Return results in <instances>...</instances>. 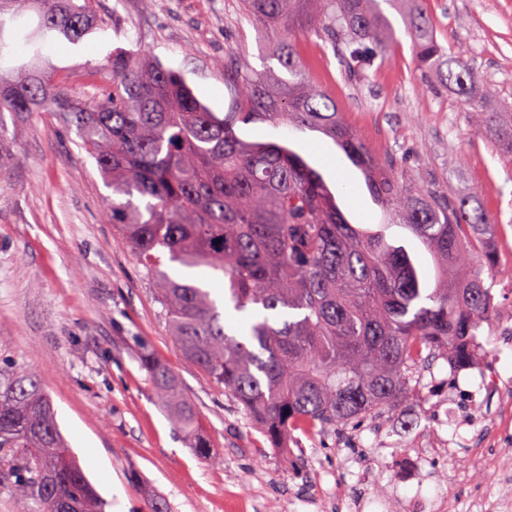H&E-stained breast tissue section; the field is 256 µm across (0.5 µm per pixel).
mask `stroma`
<instances>
[{
    "instance_id": "stroma-1",
    "label": "stroma",
    "mask_w": 512,
    "mask_h": 512,
    "mask_svg": "<svg viewBox=\"0 0 512 512\" xmlns=\"http://www.w3.org/2000/svg\"><path fill=\"white\" fill-rule=\"evenodd\" d=\"M439 42L481 71L494 103H512V0H426ZM100 27L79 45L54 53L79 100L96 95L92 73L113 50H143L178 71L211 110H230L224 55L238 50L249 68L267 65V36L237 0H95ZM396 29L402 18L391 14ZM309 79L336 100L380 157L397 156L420 178L458 198L478 196L498 228L486 248L498 272L512 268V163L490 134L472 127L448 92L429 91L403 36L382 64L345 81L323 38H296ZM7 155L0 163V373L31 369L50 395L56 419L80 467L106 500L107 512H336L337 485H354L361 466L375 469L366 512H401L414 492L378 467L385 450L428 437L424 405L399 408L414 423L369 421L354 434L294 432L287 458L246 419L223 387L192 366L168 334L144 268L102 212L109 190L76 129L51 112L0 117ZM242 137L288 144L335 186L351 184L338 203L348 221L379 224L361 172L335 143L312 130L257 122ZM151 351L178 378L199 413L213 455H199L156 405L140 363Z\"/></svg>"
}]
</instances>
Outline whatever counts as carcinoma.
Here are the masks:
<instances>
[{"label":"carcinoma","mask_w":512,"mask_h":512,"mask_svg":"<svg viewBox=\"0 0 512 512\" xmlns=\"http://www.w3.org/2000/svg\"><path fill=\"white\" fill-rule=\"evenodd\" d=\"M384 3L404 21L425 88L448 89L475 127L493 128L497 151L512 162V108L485 109L482 74L437 40L424 0H242L288 77L225 54L224 83L236 105L222 116L180 74L134 51L112 52V83L89 101L75 100L53 48L97 29L92 0H0V60L14 46L12 22L37 17L24 34L28 58L0 68V115L57 112L76 126L112 190L107 220L144 267L169 335L277 448L298 430H357L395 415L426 362L450 352L464 357V343L483 335L495 309V262L482 249L495 221L477 198L416 183L403 159L377 157L336 101L310 83L297 52L296 33L317 31L347 78L358 76L398 40ZM255 122L332 139L361 171L387 225L408 228L433 255L434 284L404 245L350 224L300 153L238 135V125ZM165 253L186 269L220 273L227 309L242 316L243 328L226 325L209 290L162 269ZM141 362L158 406L210 455L176 376L147 351ZM0 459V483L32 512H104L31 371L0 383Z\"/></svg>","instance_id":"carcinoma-1"}]
</instances>
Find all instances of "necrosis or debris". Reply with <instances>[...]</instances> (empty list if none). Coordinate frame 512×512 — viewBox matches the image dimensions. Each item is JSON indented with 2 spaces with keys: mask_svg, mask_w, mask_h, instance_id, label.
<instances>
[{
  "mask_svg": "<svg viewBox=\"0 0 512 512\" xmlns=\"http://www.w3.org/2000/svg\"><path fill=\"white\" fill-rule=\"evenodd\" d=\"M470 352H483L474 375L463 376L461 367H452L448 378V403L435 407L437 418L451 426L473 429L471 439L440 438L438 447L421 439L413 447L393 450V457L406 461L409 473L419 486L404 500L403 512H512V380L498 368L500 346ZM463 453L472 467L481 470L494 488L492 495L471 498L466 506L441 493L430 496L421 491L426 471L440 462Z\"/></svg>",
  "mask_w": 512,
  "mask_h": 512,
  "instance_id": "obj_1",
  "label": "necrosis or debris"
}]
</instances>
